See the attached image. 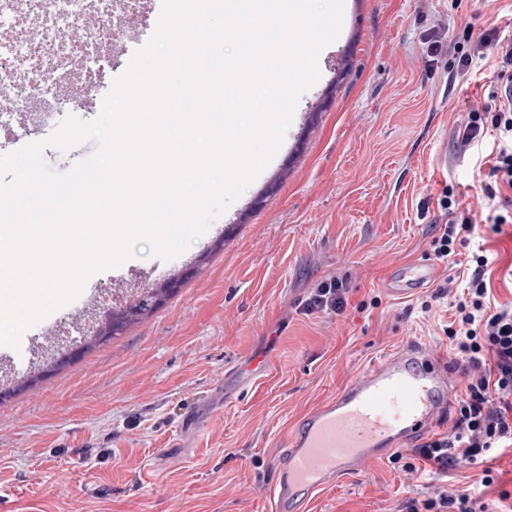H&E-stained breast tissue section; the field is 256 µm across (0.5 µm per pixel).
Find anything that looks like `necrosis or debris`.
<instances>
[{"mask_svg":"<svg viewBox=\"0 0 512 512\" xmlns=\"http://www.w3.org/2000/svg\"><path fill=\"white\" fill-rule=\"evenodd\" d=\"M41 20L38 47L25 39H0V96L12 102L11 112L0 114V126L11 121L12 112L26 111L37 102L44 116L63 111L56 89L69 77L70 65L83 74L79 93L95 85L96 76L108 59V49L95 31L85 28L87 17L101 24L112 21L115 0H29Z\"/></svg>","mask_w":512,"mask_h":512,"instance_id":"1","label":"necrosis or debris"}]
</instances>
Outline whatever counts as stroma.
<instances>
[{
	"instance_id": "stroma-1",
	"label": "stroma",
	"mask_w": 512,
	"mask_h": 512,
	"mask_svg": "<svg viewBox=\"0 0 512 512\" xmlns=\"http://www.w3.org/2000/svg\"><path fill=\"white\" fill-rule=\"evenodd\" d=\"M337 39L317 59L319 77L298 98L277 154L209 229L171 260L137 255L92 274L80 293L22 335L31 363L0 366V388L45 367L46 354L79 348L83 311L128 300L179 276L165 304L35 387L0 403V512H265L273 452L312 404L410 340L450 352L441 331L447 301L422 312L432 290L390 294L393 267L430 253L431 224L446 185L480 211L488 182L454 133L467 112L494 108L492 63L466 77L428 63L434 32L512 36V0H345ZM131 63L113 60L98 100L71 104L45 126L0 130V154L45 143L57 172L94 143H47L66 116L98 117ZM491 254L498 303L512 301V225L476 228ZM344 278V312L305 314L312 288ZM377 307H369L372 297ZM273 356L244 383L224 367ZM203 419L182 445V414ZM370 465L319 495L311 512H396L430 484L512 492V457L437 474L411 449ZM413 463L414 474L402 466Z\"/></svg>"
}]
</instances>
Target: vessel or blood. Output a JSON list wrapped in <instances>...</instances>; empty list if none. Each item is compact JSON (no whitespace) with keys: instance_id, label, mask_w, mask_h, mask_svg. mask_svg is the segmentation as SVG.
I'll return each mask as SVG.
<instances>
[{"instance_id":"obj_1","label":"vessel or blood","mask_w":512,"mask_h":512,"mask_svg":"<svg viewBox=\"0 0 512 512\" xmlns=\"http://www.w3.org/2000/svg\"><path fill=\"white\" fill-rule=\"evenodd\" d=\"M434 276L418 260L398 266L387 281L392 295L410 297ZM456 368L444 353L415 341L375 361L336 395L306 410L276 454L271 512H306L339 479L419 444L446 417Z\"/></svg>"}]
</instances>
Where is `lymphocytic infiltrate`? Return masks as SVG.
<instances>
[{
    "mask_svg": "<svg viewBox=\"0 0 512 512\" xmlns=\"http://www.w3.org/2000/svg\"><path fill=\"white\" fill-rule=\"evenodd\" d=\"M447 50L462 75L477 59L490 58L496 65L494 113L469 112L456 139L461 151L476 150L478 165L489 168L491 181L483 188L488 220L497 227L512 224V38L493 29L476 40L465 31L448 43L432 41L427 54L435 57ZM438 209L432 255L441 262L459 256L463 265L434 296L453 299L454 318L443 332L463 363L468 384L456 401L448 432L417 445L414 453L441 474L461 465L482 466L481 482L488 486L495 478L487 459L512 452V302L492 303L489 258L482 247L472 246L475 219L453 186L443 189ZM399 512H490V505L476 493L435 485L403 503Z\"/></svg>",
    "mask_w": 512,
    "mask_h": 512,
    "instance_id": "lymphocytic-infiltrate-1",
    "label": "lymphocytic infiltrate"
}]
</instances>
